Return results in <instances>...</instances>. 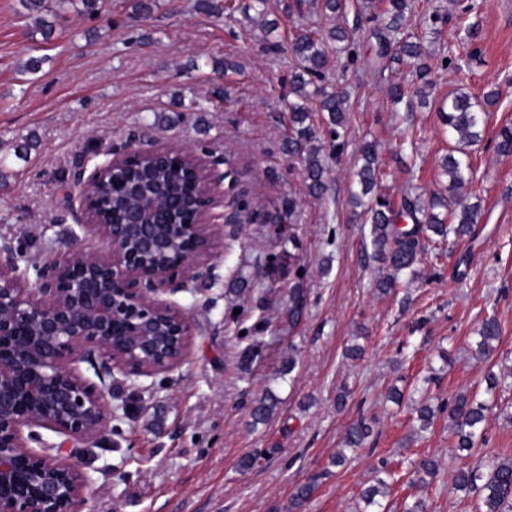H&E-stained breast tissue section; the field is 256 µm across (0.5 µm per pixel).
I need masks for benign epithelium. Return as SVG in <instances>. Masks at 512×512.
I'll list each match as a JSON object with an SVG mask.
<instances>
[{
	"label": "benign epithelium",
	"mask_w": 512,
	"mask_h": 512,
	"mask_svg": "<svg viewBox=\"0 0 512 512\" xmlns=\"http://www.w3.org/2000/svg\"><path fill=\"white\" fill-rule=\"evenodd\" d=\"M102 156L74 174L81 250L38 261L0 240V512H82L91 482L62 448L73 456L106 431L114 373L188 359L193 323L174 296L212 276L218 243L240 223L219 158L134 136ZM144 167L177 168L189 191L158 208L162 178L121 179Z\"/></svg>",
	"instance_id": "benign-epithelium-1"
}]
</instances>
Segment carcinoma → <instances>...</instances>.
<instances>
[{"instance_id": "cac0c4a2", "label": "carcinoma", "mask_w": 512, "mask_h": 512, "mask_svg": "<svg viewBox=\"0 0 512 512\" xmlns=\"http://www.w3.org/2000/svg\"><path fill=\"white\" fill-rule=\"evenodd\" d=\"M380 13L374 15L379 25L374 27L371 38L374 56L379 70L408 57L416 63L415 75L422 81L416 92L394 85L389 96L393 106L409 105L416 93L430 85L427 76L431 64L427 61L421 42L401 34L408 10V0H377ZM352 42V31L336 24L328 29L306 30L298 35L291 51L297 60L289 80L290 99L285 101L291 127V136L284 145L289 156L303 163L308 177L309 192L321 194L324 177L328 171L325 159L320 156L314 142L317 133L309 123L311 112L328 114L329 146L336 158H341L345 147V112L348 93L342 88L328 90L324 83L329 68L330 53L347 51ZM498 92L490 90L483 94L484 102L463 89L448 93L439 107L442 123L448 135L457 141V152H448L441 160V176L446 179L448 197L432 196L425 202L408 192L395 201L386 193H377L378 160L374 143L366 141L360 149L361 165L356 173L357 181L351 188L354 203L363 208L366 223L370 224V236L374 248L373 258L382 262L389 273L378 282V289L387 293L397 286L403 275L414 274V265L423 255L428 241L439 238L438 244L455 245L473 236L475 226L482 216L481 198L472 187L479 180L478 168L465 147L476 145L484 138L486 111L482 104L491 105ZM496 152L501 156L512 155V125L503 126L496 135ZM471 191H465V188ZM401 218L411 220L409 228H400ZM501 324L494 316L485 318L479 330L477 352L489 353L493 342L500 339ZM490 406L476 397L459 394L436 405H425L418 410V421L427 425L437 413L448 414L452 422L454 448L472 453L477 441L484 438L487 412ZM372 433V426L360 418L347 430L345 445L358 448ZM455 487L472 491L481 498L484 512H512V460H494L481 467H461L454 477ZM317 488V477L313 476L300 484L292 497L293 508L299 509L308 501ZM391 484L380 478L376 484L366 488L362 499L368 506L384 508Z\"/></svg>"}]
</instances>
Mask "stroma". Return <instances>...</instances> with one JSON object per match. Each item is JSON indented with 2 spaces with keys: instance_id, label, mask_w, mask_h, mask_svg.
Wrapping results in <instances>:
<instances>
[{
  "instance_id": "obj_1",
  "label": "stroma",
  "mask_w": 512,
  "mask_h": 512,
  "mask_svg": "<svg viewBox=\"0 0 512 512\" xmlns=\"http://www.w3.org/2000/svg\"><path fill=\"white\" fill-rule=\"evenodd\" d=\"M232 2L233 15L217 17L197 0H156L145 18L133 0H107L92 16L76 2L47 38L19 0H0V235L37 260L83 248L73 170L133 135L224 159L242 208L213 276L178 297L195 324L187 361L150 377L114 375L109 427L75 457L93 490L83 512H293L295 488L314 475L319 487L300 512H365L360 493L384 464L399 476L388 512L419 499L425 512H478L474 495L453 488L457 469L512 457V156L494 151L499 129L512 125V0H409L407 29L433 66L432 104L400 118L389 87H417L415 69L405 61L380 75L368 65L369 0H346L334 19L316 0L264 15ZM437 10L447 23H432ZM335 23L356 29L358 58L333 59L327 74L350 94L347 137L316 198L302 163L282 151L290 129L281 80L296 61L261 46ZM32 56L46 59L35 74L23 70ZM217 58L241 66L224 98ZM460 86L499 92L474 154L486 175L482 232L440 259L423 256L412 283L379 293L382 264L350 197L359 147L376 142L379 188L391 197L443 192L448 133L435 104ZM287 237L294 257L281 261ZM293 288L304 292L295 321ZM489 314L502 333L480 359L477 331ZM355 344L361 356H346ZM268 393L276 408L255 422L252 409ZM461 393L492 404L486 442L468 456L455 451L447 416L425 428L415 413L426 395ZM362 416L373 431L345 450ZM342 450L346 463L333 466ZM427 456L438 465L430 479L416 470Z\"/></svg>"
}]
</instances>
